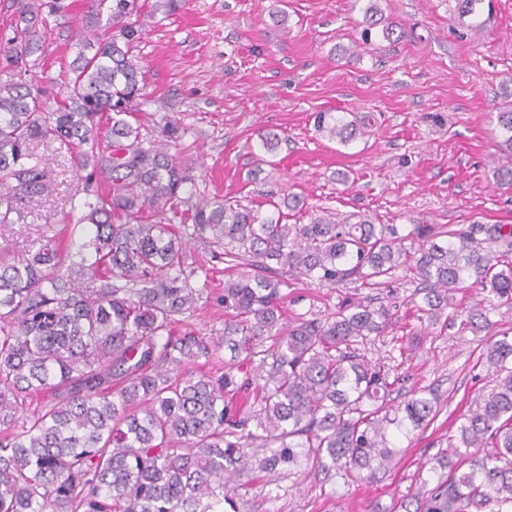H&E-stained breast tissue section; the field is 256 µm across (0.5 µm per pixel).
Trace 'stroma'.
Wrapping results in <instances>:
<instances>
[{"label": "stroma", "instance_id": "35a3bbf8", "mask_svg": "<svg viewBox=\"0 0 512 512\" xmlns=\"http://www.w3.org/2000/svg\"><path fill=\"white\" fill-rule=\"evenodd\" d=\"M61 2L62 11L45 13V29L30 33L21 0H0V37L29 46L26 79L51 95L62 93L80 43L108 28L92 0ZM372 2L404 37L384 38L377 27L359 45ZM350 46L356 54L341 56ZM138 54L140 120L155 140L178 120L176 153L192 167L193 200L221 195L263 207L299 194L306 206L291 212L293 224L324 210L377 224H512V188L493 176L496 112L512 107V0H478L465 15L456 0H187L175 14L145 20ZM319 112L364 123V133L346 145L328 140L314 127ZM263 131L282 138L274 154L259 148ZM34 156L50 169L53 190L31 202L26 223L0 230V248L37 250L82 200L67 150L39 145ZM184 266L203 294L175 330L220 341L230 275L221 250L188 241ZM419 289L403 269L375 288L289 280L290 320L327 317L346 297L389 307L391 325L358 351L387 375L389 404L426 389L439 399L437 412L372 478L328 475L307 462L245 472L228 484L239 512H402L459 418L493 388L483 356L492 332L512 333V304L496 305L492 330L473 332L419 311Z\"/></svg>", "mask_w": 512, "mask_h": 512}]
</instances>
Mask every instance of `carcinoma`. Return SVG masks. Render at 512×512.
Here are the masks:
<instances>
[{
	"mask_svg": "<svg viewBox=\"0 0 512 512\" xmlns=\"http://www.w3.org/2000/svg\"><path fill=\"white\" fill-rule=\"evenodd\" d=\"M112 34L85 42L68 66L65 91L48 102L22 81L0 83V227L23 224L34 198L52 191L34 144L72 150L83 172L79 224L94 233L73 254L55 236L19 259L0 254V512H237L224 492L245 467L243 448L269 454L276 472L312 459L327 471L374 473L397 455L391 437L425 427L434 399L415 393L387 403L389 382L355 345L379 336L388 311L353 299L324 320L284 318V275L320 284L378 286L406 267L423 284L420 310L439 316L459 288L512 301V224H375L330 211L289 224L297 194L263 212L215 197L182 196L190 170L142 133L136 102L139 0H98ZM379 9L365 10L367 45ZM27 47L5 52L14 75ZM506 162L496 182L512 187V109L497 114ZM317 132L346 144L360 127L320 112ZM109 191L94 189L100 177ZM224 249V374L180 373L186 359L219 346L177 335V316L202 289L182 263L175 225ZM497 243L503 251L485 244ZM495 388L461 418L446 453L433 459L415 512H502L512 507V339L486 347ZM262 372L258 409L232 406L236 373ZM118 388L107 386L112 377ZM55 402L23 416L27 398Z\"/></svg>",
	"mask_w": 512,
	"mask_h": 512,
	"instance_id": "cac0c4a2",
	"label": "carcinoma"
}]
</instances>
